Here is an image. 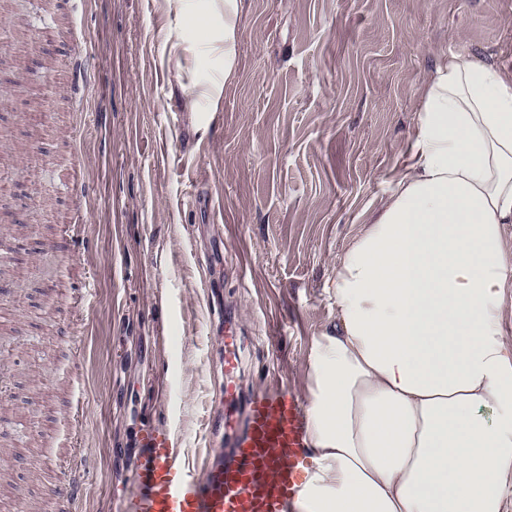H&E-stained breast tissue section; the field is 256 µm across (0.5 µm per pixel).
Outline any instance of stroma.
Wrapping results in <instances>:
<instances>
[{"label":"stroma","mask_w":512,"mask_h":512,"mask_svg":"<svg viewBox=\"0 0 512 512\" xmlns=\"http://www.w3.org/2000/svg\"><path fill=\"white\" fill-rule=\"evenodd\" d=\"M163 0H0V512H40L84 450L76 512H114L146 424L200 470L220 318L244 391L307 395L336 259L386 196L435 55L512 68V0H243L219 111L173 95ZM36 33L13 45L14 26ZM82 220L80 234L71 226Z\"/></svg>","instance_id":"obj_1"}]
</instances>
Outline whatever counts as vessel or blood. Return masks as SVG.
<instances>
[{"mask_svg":"<svg viewBox=\"0 0 512 512\" xmlns=\"http://www.w3.org/2000/svg\"><path fill=\"white\" fill-rule=\"evenodd\" d=\"M243 343L236 324L224 322V386L220 426L231 438L223 463L199 475L174 434L148 424L138 435L144 455L128 477L118 512H291L303 481L307 415L302 399L283 389L244 394L238 377ZM244 420H237L235 406ZM46 468L58 477L45 494L47 512H72L87 477L81 449Z\"/></svg>","mask_w":512,"mask_h":512,"instance_id":"1","label":"vessel or blood"}]
</instances>
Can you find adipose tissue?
<instances>
[{
	"mask_svg": "<svg viewBox=\"0 0 512 512\" xmlns=\"http://www.w3.org/2000/svg\"><path fill=\"white\" fill-rule=\"evenodd\" d=\"M179 90L216 111L243 0H165ZM336 261L308 366L303 512H512V71L440 55L400 171Z\"/></svg>",
	"mask_w": 512,
	"mask_h": 512,
	"instance_id": "ef3b65f1",
	"label": "adipose tissue"
}]
</instances>
